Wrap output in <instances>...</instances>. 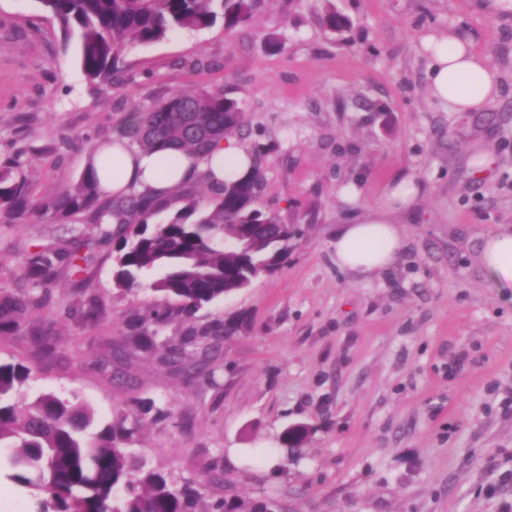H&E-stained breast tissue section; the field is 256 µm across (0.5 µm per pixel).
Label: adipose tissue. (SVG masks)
I'll use <instances>...</instances> for the list:
<instances>
[{"instance_id": "ef3b65f1", "label": "adipose tissue", "mask_w": 512, "mask_h": 512, "mask_svg": "<svg viewBox=\"0 0 512 512\" xmlns=\"http://www.w3.org/2000/svg\"><path fill=\"white\" fill-rule=\"evenodd\" d=\"M433 49L427 70L432 96L447 102L455 111L485 109L499 94V76L471 42L456 33L431 39ZM111 155V167H104V155ZM107 154L89 155L86 164L94 168L104 190L112 194L149 193L173 202L185 184L205 180L216 184L228 177H242L252 169V156L236 140L217 142L208 153L188 155L165 151L148 153L129 138L114 137ZM419 190L412 177L391 182L375 206L364 213H352L340 224L333 243L336 265L358 276L390 267L396 260L401 230L393 220L395 212L412 208ZM482 261L501 287L512 288V229L488 235Z\"/></svg>"}]
</instances>
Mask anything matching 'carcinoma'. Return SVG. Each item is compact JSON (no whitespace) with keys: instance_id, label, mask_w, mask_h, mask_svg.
Returning a JSON list of instances; mask_svg holds the SVG:
<instances>
[{"instance_id":"cac0c4a2","label":"carcinoma","mask_w":512,"mask_h":512,"mask_svg":"<svg viewBox=\"0 0 512 512\" xmlns=\"http://www.w3.org/2000/svg\"><path fill=\"white\" fill-rule=\"evenodd\" d=\"M258 0H39L41 20L58 27L64 37L78 38V64L86 79L109 87L130 49L166 39L178 30H201L218 24L231 33L253 18ZM321 24L342 31L350 20L325 0ZM238 103L221 90L178 92L131 113L123 136L145 151L175 150L202 154L240 130ZM265 177L258 166L241 181L209 187L200 196L187 186L182 206L158 224L148 223L165 206L145 193L116 200L102 188L97 173L86 169L77 183L36 199L31 179L19 157L0 160V219L20 217L65 222L88 216L98 241L116 252V286L133 290L146 275L149 289L166 299L149 312L157 325L198 310L247 287L256 276L276 271L288 260L292 227L262 201ZM117 229H112V223ZM86 230L50 251L38 244L27 251L23 267L32 290L0 291V335L23 332L33 309L48 297L43 287L61 275L81 287L92 255L84 251ZM128 341L135 349L178 365L208 341L237 331L219 322L198 331L188 329L177 340H159V331L141 328L134 313ZM30 369L19 361H0V449L5 477L34 491V512H224V502L207 505L195 482L177 484L165 477L128 442L147 416L162 411L142 404L133 423L120 415L101 423L94 410L75 398L53 392L28 398L24 387ZM309 435L304 426L289 427L280 437L289 448Z\"/></svg>"}]
</instances>
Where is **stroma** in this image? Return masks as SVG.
Instances as JSON below:
<instances>
[{
  "label": "stroma",
  "mask_w": 512,
  "mask_h": 512,
  "mask_svg": "<svg viewBox=\"0 0 512 512\" xmlns=\"http://www.w3.org/2000/svg\"><path fill=\"white\" fill-rule=\"evenodd\" d=\"M350 25L320 23L322 0H260L250 24L180 30L127 52L102 91L76 43L44 24L38 0H0V158L23 151L35 195L75 183L91 144L119 135L137 107L180 91L222 90L243 108L237 136L265 175L264 203L297 235L287 263L190 319L156 327L147 293L116 288L108 246L91 242L82 290L56 280L27 332L0 336V359L29 367L28 397L78 396L109 422L151 400L165 418L132 446L150 465L200 482L205 502L271 501L277 512H512V288L481 261L512 226V17L479 0H333ZM466 34L497 70L484 112H456L427 86L430 35ZM209 58L211 68L188 62ZM413 176L398 212L396 262L370 277L339 269L336 229ZM71 223H0V289L21 293L34 244ZM103 312L68 315L77 295ZM175 339L187 327L238 332L194 376L135 353L116 362L127 317ZM50 332L52 354L31 332ZM311 429L286 451L283 431Z\"/></svg>",
  "instance_id": "stroma-1"
}]
</instances>
